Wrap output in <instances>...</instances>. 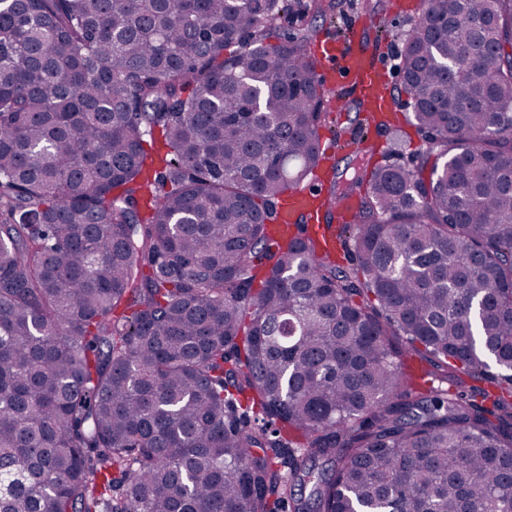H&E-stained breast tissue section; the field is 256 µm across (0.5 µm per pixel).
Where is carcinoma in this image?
<instances>
[{
	"instance_id": "carcinoma-1",
	"label": "carcinoma",
	"mask_w": 512,
	"mask_h": 512,
	"mask_svg": "<svg viewBox=\"0 0 512 512\" xmlns=\"http://www.w3.org/2000/svg\"><path fill=\"white\" fill-rule=\"evenodd\" d=\"M295 2L0 0V512L512 508V0L404 31L347 266L270 230L332 124Z\"/></svg>"
}]
</instances>
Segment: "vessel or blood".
I'll list each match as a JSON object with an SVG mask.
<instances>
[{"label": "vessel or blood", "instance_id": "obj_1", "mask_svg": "<svg viewBox=\"0 0 512 512\" xmlns=\"http://www.w3.org/2000/svg\"><path fill=\"white\" fill-rule=\"evenodd\" d=\"M368 28V23L357 17L350 23L348 37L326 35L316 64L326 90L348 93L380 123L395 111L396 98L387 87L384 54L368 39ZM313 196V191L304 188L290 190L279 207L274 231L285 232L297 214L312 212Z\"/></svg>", "mask_w": 512, "mask_h": 512}]
</instances>
